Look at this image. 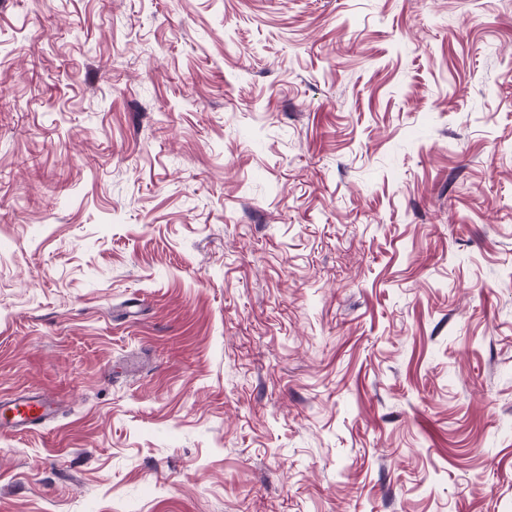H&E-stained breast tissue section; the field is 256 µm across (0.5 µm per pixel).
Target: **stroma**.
I'll return each instance as SVG.
<instances>
[{
  "label": "stroma",
  "mask_w": 512,
  "mask_h": 512,
  "mask_svg": "<svg viewBox=\"0 0 512 512\" xmlns=\"http://www.w3.org/2000/svg\"><path fill=\"white\" fill-rule=\"evenodd\" d=\"M0 512H512V0H0ZM59 401L52 394H15L0 400V436H17L55 418Z\"/></svg>",
  "instance_id": "stroma-1"
}]
</instances>
